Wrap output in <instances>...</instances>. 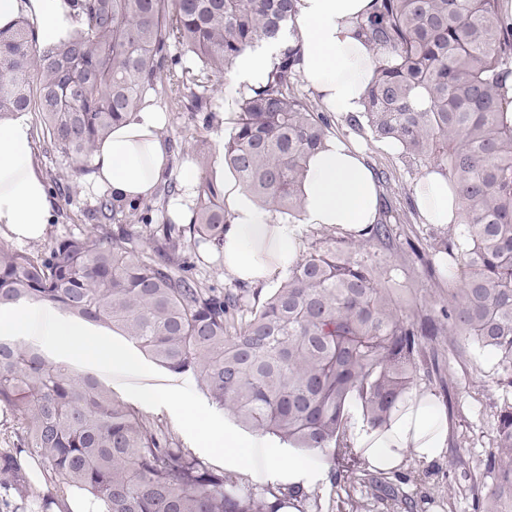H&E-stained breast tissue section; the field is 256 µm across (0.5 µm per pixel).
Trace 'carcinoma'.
<instances>
[{
	"instance_id": "cac0c4a2",
	"label": "carcinoma",
	"mask_w": 512,
	"mask_h": 512,
	"mask_svg": "<svg viewBox=\"0 0 512 512\" xmlns=\"http://www.w3.org/2000/svg\"><path fill=\"white\" fill-rule=\"evenodd\" d=\"M77 26L68 40L41 47L25 21L0 30V116L35 112L42 139L92 172L95 144L137 111L162 76L174 78L194 106L246 49L276 41L293 27L295 0H71ZM501 0H373L359 34L390 57L375 70L365 111L349 118L361 131L401 149L410 164L441 168L456 190L466 240L432 245L448 274V303L416 319L401 303L393 269L372 258L397 249L386 207L354 243L321 231L281 285L248 314L242 296L205 288L188 274L185 252L220 247L230 214L221 187L194 188L187 225L162 226L165 246L139 249L119 233L57 241L41 256L0 244V310L48 303L128 338L156 365L192 376L235 422L302 450L321 452L331 468L338 512H360L350 490L366 481L393 501L382 477H361L348 443L351 403L380 427L419 373L439 372L433 344L448 337L489 354L498 407L492 482L474 488V512H512V121L505 80L512 76V25ZM180 56L169 55L171 46ZM298 45L285 44L266 82L239 92L224 163L242 188L282 218L301 208L306 156L328 135L330 118L297 88ZM137 212L103 199L98 218ZM0 410L17 425L15 447L0 451V474L22 478L21 455L44 479L5 512L58 504L65 483L104 512H280L296 499L306 512L314 493L242 487L180 448L175 439L91 372L47 359L23 340L0 336Z\"/></svg>"
}]
</instances>
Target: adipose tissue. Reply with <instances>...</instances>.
Returning a JSON list of instances; mask_svg holds the SVG:
<instances>
[{"instance_id": "obj_1", "label": "adipose tissue", "mask_w": 512, "mask_h": 512, "mask_svg": "<svg viewBox=\"0 0 512 512\" xmlns=\"http://www.w3.org/2000/svg\"><path fill=\"white\" fill-rule=\"evenodd\" d=\"M373 0H297L296 29L290 41L300 44L298 71L323 106L341 118L363 110V96L385 54L358 34V25ZM36 24L39 44L64 39L76 26L68 0H0V29L12 28L20 18ZM278 46L246 50L235 61V85L247 88L264 83ZM167 114L144 105L113 126L94 150L95 186L113 196L149 199L163 181L170 164L163 135ZM33 145V126L27 113L0 118V237L24 243L42 240L52 219V199ZM300 220L286 221L254 204L236 181L224 182V206L231 221L224 227V270L249 285L284 277L302 255L309 227H332L339 233L366 236L378 217L379 191L363 153L343 139L330 136L308 156L302 184ZM416 208L426 223L461 224L460 206L448 176L430 169L414 190ZM0 335L23 336L55 346L118 373H135L139 360L127 349L84 331L47 304L0 311ZM138 400L175 410L197 435L216 463L229 470L257 476L260 484L299 488L323 485L326 469L299 449L267 435L244 437L186 400L178 387L136 389ZM351 441L367 464L391 471L407 459L431 462L448 446V419L429 392L411 390L397 404L387 423L370 428L354 416Z\"/></svg>"}]
</instances>
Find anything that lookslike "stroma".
<instances>
[{"label":"stroma","instance_id":"35a3bbf8","mask_svg":"<svg viewBox=\"0 0 512 512\" xmlns=\"http://www.w3.org/2000/svg\"><path fill=\"white\" fill-rule=\"evenodd\" d=\"M238 92L230 79L217 85L207 110L195 112L183 94L169 85L156 86L148 91L145 100L162 108L168 114L163 134L170 144L174 166L192 161L200 177L211 174L214 154L212 133L218 129L231 130L232 121L226 115V101L237 100ZM331 134L353 141L366 156L372 172L383 174L379 183L381 199L389 201L401 214L396 227L397 241L402 248L397 252H378L380 265L399 266L395 287L401 288L405 299L416 314H435L448 299V282L438 272L430 270L431 244L434 237L442 235L443 226L423 223L415 207L413 189L424 173L423 167L408 165L400 151L384 150L380 141L369 131H355L346 120L332 118ZM35 157L46 178L58 181L51 192L53 220L46 237L37 242L22 244L21 249L33 255L46 252L59 239L95 230L96 223L88 211L102 195L89 176L58 179V172L68 170L69 163L57 154L47 151L43 142H35ZM194 277L204 286L221 292L244 296L246 302L266 297L270 290L264 286H249L233 279L224 271V262L215 248L204 245L198 248L193 259ZM45 357L66 360L78 371L95 373L119 396L131 399L134 388L140 386L164 387L174 385L200 409L223 418L194 380L187 375L171 373L148 358H141V369L134 374L113 372L111 367L90 363L80 358H62L53 347L42 346ZM438 361L445 376L440 381H421V388L432 391L448 416V447L443 456L431 463L407 460L404 467L389 476L400 497L416 499L418 512H472L470 490L477 484L489 482L485 469L486 456L492 446L497 406L503 392L496 385L494 359L477 349H469L466 361H458L449 351L447 342L438 346ZM141 410L163 430L169 432L181 448L201 461L209 456L195 437L188 432L178 416L159 405H142Z\"/></svg>","mask_w":512,"mask_h":512}]
</instances>
